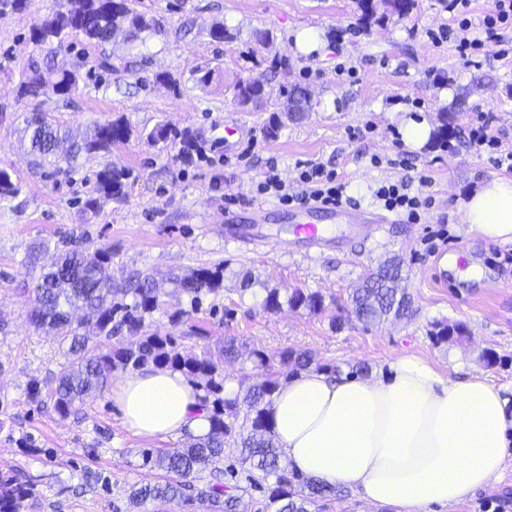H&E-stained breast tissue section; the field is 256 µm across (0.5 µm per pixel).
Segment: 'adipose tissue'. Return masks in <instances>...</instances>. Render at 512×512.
Masks as SVG:
<instances>
[{
	"mask_svg": "<svg viewBox=\"0 0 512 512\" xmlns=\"http://www.w3.org/2000/svg\"><path fill=\"white\" fill-rule=\"evenodd\" d=\"M472 231L512 242V178L481 182L460 202ZM201 390L147 366L112 390L121 419L145 437L209 430ZM267 411L282 459L301 476L344 487L380 512H433L495 487L512 456V404L476 376L451 377L406 355L376 378L304 371Z\"/></svg>",
	"mask_w": 512,
	"mask_h": 512,
	"instance_id": "ef3b65f1",
	"label": "adipose tissue"
}]
</instances>
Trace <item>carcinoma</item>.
<instances>
[{"label":"carcinoma","instance_id":"carcinoma-1","mask_svg":"<svg viewBox=\"0 0 512 512\" xmlns=\"http://www.w3.org/2000/svg\"><path fill=\"white\" fill-rule=\"evenodd\" d=\"M121 28L129 42L145 31L157 32L162 24L154 16L139 13L129 0H66L61 10L45 19L33 32L39 44H62L71 34L81 33L103 46L112 42L114 29ZM79 66L59 68L52 56L32 58L23 67L20 94L37 99L49 94L69 96L78 90ZM267 81L260 77L240 79L229 87L232 98L242 108L255 107L267 95ZM131 129L122 120L94 123L78 139L53 124L41 111L29 113L20 130V146L35 160V165L57 172L61 165L78 166L80 159L109 152L116 142L128 140ZM147 143L178 147L185 161L196 150V136L189 130L160 124L143 134ZM130 170L105 165L95 174L92 195L86 206L95 210L103 199L125 198ZM21 187L7 169L0 167V199L15 198ZM111 252L105 247L77 246L55 256L48 271L34 288L29 315L30 324L59 338L66 347L67 364L56 376L50 390L55 411L67 417L80 409L89 396L102 391L115 371H137L146 366L169 368L184 374L203 391L201 406L208 414L209 431L204 435L187 434L180 448L164 453H143V464L162 472L153 484H133L129 500L142 502H199L212 512H241L242 496L238 486L216 480L196 482V475L218 463L224 448L233 443L240 448L239 464L248 473L247 481L257 487L254 473L274 481L267 486L268 505L275 512H309L306 505L317 498L336 493V488L305 479L281 465V455L272 434L266 406L281 383L301 371L314 369L331 374L341 369L322 363L309 351L284 350L278 361L264 351L251 352L253 361L263 369L262 379L235 394L225 391L224 367L240 357L241 346L233 337L225 339L217 351L209 349L186 354L177 338L146 331V319L162 308L168 292L190 298L196 308L201 296L216 294L223 288L224 267L199 268L186 276L169 275L163 280L152 273H140L128 288H116L108 268ZM402 280L401 260L391 258L370 273L362 285L349 295L355 318L368 325L390 316L401 318L413 313L412 300ZM292 309L322 310L323 299L317 292L295 288L286 302ZM465 334L460 323H436L429 337L436 344ZM33 487L9 472H0V512H26L31 507Z\"/></svg>","mask_w":512,"mask_h":512}]
</instances>
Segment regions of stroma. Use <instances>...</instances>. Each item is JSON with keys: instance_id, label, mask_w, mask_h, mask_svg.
<instances>
[{"instance_id": "1", "label": "stroma", "mask_w": 512, "mask_h": 512, "mask_svg": "<svg viewBox=\"0 0 512 512\" xmlns=\"http://www.w3.org/2000/svg\"><path fill=\"white\" fill-rule=\"evenodd\" d=\"M61 2L27 0L20 12L0 6V166L10 167L23 186L18 197L0 201V471L34 483L33 512H207L199 504H130L131 484L159 477L143 467L142 451L178 448L183 440L134 435L111 388L65 418L48 393L30 396L32 381L52 382L68 359L55 336L27 322L40 270L25 266L24 259L33 245L54 249L72 234L111 249L110 274L118 288L136 272L184 275L223 265V290L207 297L200 310L178 325L162 311L147 322L148 332L178 336L186 351L213 349L233 337L245 350L273 358L286 349L308 350L345 373L367 365L373 376L413 354L448 374L459 368L486 378L512 397V243L486 241L464 223L458 208L479 180L498 172L469 145L479 113H493L490 132L503 150L512 151V56L498 58L490 44L477 64L467 66L454 43L432 45L427 31L454 22L448 0H413L407 15L367 23L356 0H136L139 11L163 23L162 33L149 35L145 44L118 40L100 48L81 36L59 49L35 44V25ZM216 21L228 33L221 43L208 35ZM302 29L315 30L323 48L298 53L294 34ZM106 53L142 61L133 72L109 74L97 66ZM48 54L60 64H80L77 92L37 103L22 99V67ZM207 66L221 67L225 84L267 78L264 105L243 109L223 86L196 84L192 70ZM162 72L171 83L156 82ZM297 85L311 95L309 112L285 122L277 138H267V117L285 109L286 94ZM34 108L76 135L120 117L132 136L114 144L104 159L66 175H42L17 142ZM442 112L453 131L448 142L405 144V120L423 117L433 124ZM161 122L196 134L200 152L192 164L183 163L176 149L146 143L144 133ZM228 125L242 126L243 134L230 145H215ZM247 147L254 150L248 165L237 159ZM399 152L428 178L421 192L432 196L433 205L419 223L393 213L381 234L355 237L349 225L330 219V243L315 251L294 247L288 207L275 198L266 200L276 209L268 223L246 220L271 161L289 180L299 164L323 163L358 207L380 211L373 192L401 176V169L384 162ZM375 156L380 165L372 164ZM105 161L131 170L127 195L85 209L94 174ZM228 209L242 218L229 231ZM394 255L403 260L414 314L370 325L348 318L352 289ZM246 273L255 283L244 292L240 280ZM269 288L284 295L296 288L319 292L324 307L265 310ZM436 322L462 323L467 334L434 344L428 331ZM87 471L106 477L109 491L80 488Z\"/></svg>"}]
</instances>
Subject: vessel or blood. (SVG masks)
<instances>
[{
    "instance_id": "obj_1",
    "label": "vessel or blood",
    "mask_w": 512,
    "mask_h": 512,
    "mask_svg": "<svg viewBox=\"0 0 512 512\" xmlns=\"http://www.w3.org/2000/svg\"><path fill=\"white\" fill-rule=\"evenodd\" d=\"M340 214L344 223L362 224L367 226L370 233H379L387 219L385 216L353 208H336L327 204L313 203L293 211L292 218L295 222L294 233L302 239L303 243L322 248L325 247L328 239L326 230L320 219L321 214Z\"/></svg>"
}]
</instances>
